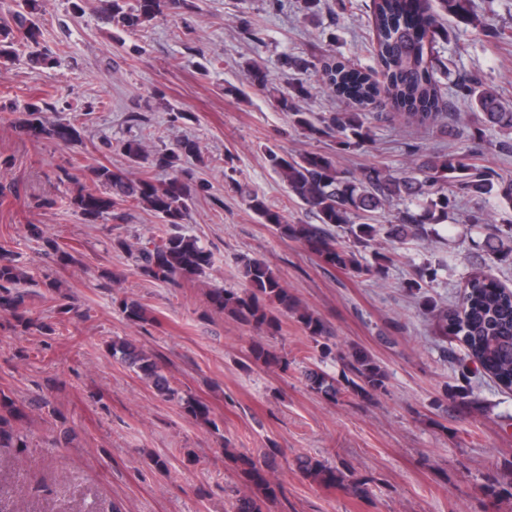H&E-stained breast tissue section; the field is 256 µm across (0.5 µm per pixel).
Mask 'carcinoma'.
Wrapping results in <instances>:
<instances>
[{
  "label": "carcinoma",
  "mask_w": 512,
  "mask_h": 512,
  "mask_svg": "<svg viewBox=\"0 0 512 512\" xmlns=\"http://www.w3.org/2000/svg\"><path fill=\"white\" fill-rule=\"evenodd\" d=\"M101 12L113 26L122 31H135L163 15H177L185 0H100ZM438 10L465 24L478 23L472 0H436ZM372 26L376 34V56L388 83L387 100L403 111L409 121L424 127H445L446 113L443 99L434 77L432 60L435 44L446 37L436 27L430 12L429 0H373ZM39 0H21L19 9L9 17H0V59L14 55L15 45L25 42L31 47L28 61L36 66L46 65L51 55L40 47ZM325 84L336 94L355 104H369L379 95L378 86L370 76L342 63L326 62L322 66ZM460 90L470 101L473 111L481 115L482 123L502 132L512 131V105L503 103L497 92L482 84L463 82ZM307 87L300 85L288 92H278L281 109L291 115L295 126L314 135H339L343 149L361 148L371 140L365 114L359 112H329L313 122L310 113L300 109L298 102L309 97ZM15 128L26 135H43L57 144L69 146L80 140L79 128L72 122H48L43 108L36 103L27 107L15 120ZM124 151L135 164L151 161L174 174L168 182L157 185L145 178L133 180L107 166L94 170L100 189L81 193L70 204L94 222L105 214L118 219L117 209L123 205L146 208L170 226L185 220L188 202L193 195L205 189V184L194 180L193 173L177 169L183 157L199 155V144L188 137L175 141L173 147L147 154L139 140L124 144ZM412 169L390 170L372 166L356 177L337 168L336 161L314 152L288 157L270 150L267 161L286 184L291 197L300 201L316 218L314 224H290L280 212L271 208L256 192H244L248 207L282 237L298 240L331 267L349 270L371 279L386 278L395 253L374 249L380 234L392 243L403 244L409 239L428 240L432 230L428 226L448 217V209L457 205L458 198L484 201L495 195L502 204L512 207V175L501 174L479 167L465 155L423 154L413 148ZM407 203L409 207L397 211L383 226L377 215L392 206ZM343 233L348 243H340L336 235ZM484 247L495 263H512V224L495 227L484 240ZM373 249V262H366L362 252ZM138 267L149 277L177 285L201 273L211 263V253L198 241L180 233H169L152 243V247L138 250ZM245 288L241 291L215 289L210 294L211 304L236 321L257 330L276 333L280 317L288 314L303 324L314 341L328 338L326 323L317 315L303 309L288 292L270 263L264 258L245 257L242 260ZM437 269L430 264L416 267L403 287L420 298L423 314L436 324L441 336H458L467 349V357L480 363L499 385L512 389V293L494 277L483 272L470 276L461 300V311L454 312L438 306L426 295L436 277ZM30 280L13 252L0 245V312L8 313L21 323L27 317V293L22 285ZM121 313L132 323L147 321L145 308L136 300H125ZM112 356L120 358L136 374L148 380L164 397H173L176 390L170 386L159 362L127 339L114 340ZM255 362L288 369L283 359L262 344L252 348ZM345 385L334 383L314 372L308 374L310 385L334 398L345 389L363 398L386 391L387 374L383 367L366 351L359 349L348 356L343 375ZM452 397L461 400L472 410L481 409V403L470 390V370L460 365L458 383L452 387ZM184 413L205 424L212 423L210 409L204 402L192 397L181 398ZM21 411L0 391V448H22L24 440L12 425L21 418ZM236 464L250 492L235 500L234 512H270V504L282 493L281 486L267 477V465L247 455L227 451ZM304 477L326 486H340L346 492L360 497L365 493L361 484L348 483L343 472L320 460L300 461Z\"/></svg>",
  "instance_id": "carcinoma-1"
}]
</instances>
